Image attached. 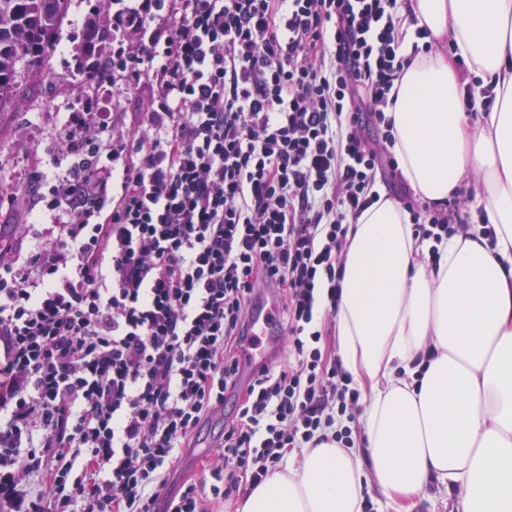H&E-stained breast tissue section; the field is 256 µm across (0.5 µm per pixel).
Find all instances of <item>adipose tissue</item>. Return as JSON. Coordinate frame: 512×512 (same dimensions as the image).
<instances>
[{
  "instance_id": "1",
  "label": "adipose tissue",
  "mask_w": 512,
  "mask_h": 512,
  "mask_svg": "<svg viewBox=\"0 0 512 512\" xmlns=\"http://www.w3.org/2000/svg\"><path fill=\"white\" fill-rule=\"evenodd\" d=\"M407 13L411 28L456 43L470 72L441 53L405 70L388 110L398 169L434 203L473 173L482 221L436 260L387 195L349 225L336 327L366 452L303 449L236 512H360L372 483L393 512L432 485L450 512H512V0H408ZM473 78L495 95L476 115L459 99Z\"/></svg>"
}]
</instances>
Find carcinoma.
<instances>
[{"label": "carcinoma", "instance_id": "carcinoma-1", "mask_svg": "<svg viewBox=\"0 0 512 512\" xmlns=\"http://www.w3.org/2000/svg\"><path fill=\"white\" fill-rule=\"evenodd\" d=\"M70 0H0V104L20 103L21 70L39 63L56 42L68 15ZM102 11L87 15L80 41L83 54L104 38Z\"/></svg>", "mask_w": 512, "mask_h": 512}]
</instances>
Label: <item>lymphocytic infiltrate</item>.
<instances>
[{"mask_svg": "<svg viewBox=\"0 0 512 512\" xmlns=\"http://www.w3.org/2000/svg\"><path fill=\"white\" fill-rule=\"evenodd\" d=\"M107 51L74 66L48 159L8 197L34 246L0 245V512H213L359 394L322 344L348 226L397 170L392 90L428 31L398 0H104ZM151 89L113 142L95 85ZM403 204L442 243L456 201ZM297 356L243 393L208 483L165 473L234 391L256 292ZM33 475L49 494L23 491Z\"/></svg>", "mask_w": 512, "mask_h": 512, "instance_id": "f902f5d3", "label": "lymphocytic infiltrate"}]
</instances>
